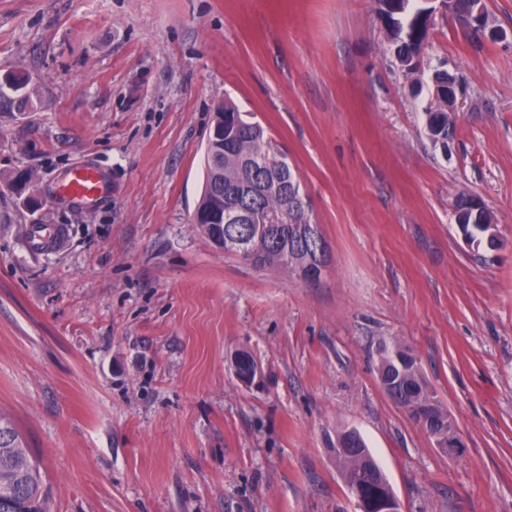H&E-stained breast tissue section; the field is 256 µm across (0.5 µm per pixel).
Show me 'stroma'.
I'll use <instances>...</instances> for the list:
<instances>
[{
    "instance_id": "1",
    "label": "stroma",
    "mask_w": 512,
    "mask_h": 512,
    "mask_svg": "<svg viewBox=\"0 0 512 512\" xmlns=\"http://www.w3.org/2000/svg\"><path fill=\"white\" fill-rule=\"evenodd\" d=\"M484 8L507 39L437 14L412 79L373 0H0V411L49 512H358L347 428L400 512H512V0ZM440 67L462 85L444 150L421 121ZM227 98L311 204L318 285L190 221ZM77 165L104 178L97 205L56 196ZM464 194L501 249L463 240ZM395 340L456 452L382 389L375 348ZM355 429L350 430H343L340 433L336 435V454L337 450L343 451L344 448H354L358 452V457L362 459L366 464L372 465V459L374 461V464L378 467L380 465L377 463L376 459L374 458L370 448H368V445L364 439V437L361 435V433L358 431L357 436H350L349 431H354ZM368 453L371 455V457L368 455ZM381 468V467H380ZM382 469V468H381Z\"/></svg>"
}]
</instances>
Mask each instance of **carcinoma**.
<instances>
[{"instance_id":"carcinoma-1","label":"carcinoma","mask_w":512,"mask_h":512,"mask_svg":"<svg viewBox=\"0 0 512 512\" xmlns=\"http://www.w3.org/2000/svg\"><path fill=\"white\" fill-rule=\"evenodd\" d=\"M429 6L424 0H377L376 12L384 23L396 65L404 72L418 68L427 46V29L417 17ZM448 70L440 68L432 75V86L438 88L433 103L424 112V130L435 146L448 150L447 92ZM224 115V139L231 143L221 147L215 142L204 153L205 186L212 183L216 166L223 169L219 192L224 203V253L244 255V260L257 267L286 270L305 279L317 270L320 262L317 241L323 239L314 222L310 205L296 199L287 203L289 187L298 183L284 153L268 135L267 130L240 112L231 101L218 103L214 116ZM459 230L465 240L490 251L499 246L498 237L491 234L488 224L470 211L460 215ZM378 376L388 379V396L401 402L408 410L434 397L429 393L421 372L414 368L412 351L396 346V357L377 354ZM437 417L430 427L433 435L448 438L452 422L444 410L436 406ZM338 448H365L362 435L349 431L336 435ZM345 472V485L356 499L359 512H383L392 487L382 478L365 470L351 453L337 456ZM46 493L38 462L30 449L24 447L11 421L0 412V512H45Z\"/></svg>"}]
</instances>
